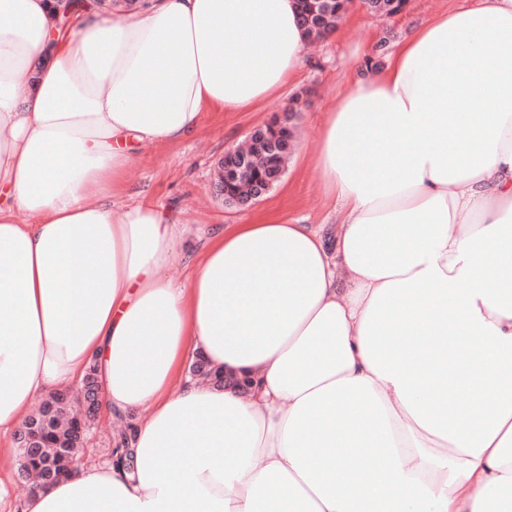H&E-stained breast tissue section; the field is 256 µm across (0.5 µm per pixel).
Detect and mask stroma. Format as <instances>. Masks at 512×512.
Masks as SVG:
<instances>
[{
	"label": "stroma",
	"mask_w": 512,
	"mask_h": 512,
	"mask_svg": "<svg viewBox=\"0 0 512 512\" xmlns=\"http://www.w3.org/2000/svg\"><path fill=\"white\" fill-rule=\"evenodd\" d=\"M450 0H407L404 10L379 18L353 5L330 40L310 48L308 66L289 95L250 112L204 113L198 130L186 140L153 146L133 155L128 169L125 202L147 199L170 212L186 227V244L205 245L200 229L216 224H242L253 216L276 213L299 224H332L334 203L322 191V179L310 155L320 136L321 119L334 95L345 86L354 62L370 56L384 63L393 45L434 13L449 8ZM300 99V139L282 180L255 206H225L217 188V167L226 151L241 145L254 127L292 99Z\"/></svg>",
	"instance_id": "stroma-1"
}]
</instances>
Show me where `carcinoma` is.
<instances>
[{"instance_id":"carcinoma-1","label":"carcinoma","mask_w":512,"mask_h":512,"mask_svg":"<svg viewBox=\"0 0 512 512\" xmlns=\"http://www.w3.org/2000/svg\"><path fill=\"white\" fill-rule=\"evenodd\" d=\"M351 0H326L323 3L324 15L320 24L307 30L309 34H319L336 22L339 13H347ZM294 147V128L288 123V117L273 118L265 124V139L253 146L249 156L251 162L241 166L238 151H230L219 162L217 182L223 189L249 194L258 185H266L271 174L285 166ZM190 374L202 381L224 382V373L213 370L203 359L196 360L190 366ZM97 384L95 370H90L82 385V391L75 397L56 393L46 399L28 418L27 423L34 425L30 431L32 441L29 460L38 467L50 461L59 470L69 469L81 448L76 433L82 421H91L96 413L87 404V394Z\"/></svg>"}]
</instances>
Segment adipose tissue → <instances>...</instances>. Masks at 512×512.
I'll list each match as a JSON object with an SVG mask.
<instances>
[{
	"label": "adipose tissue",
	"mask_w": 512,
	"mask_h": 512,
	"mask_svg": "<svg viewBox=\"0 0 512 512\" xmlns=\"http://www.w3.org/2000/svg\"><path fill=\"white\" fill-rule=\"evenodd\" d=\"M307 44L299 0H0V440L92 365L133 417L131 465L21 512H512V0L353 67L331 238L214 227L176 283L183 226L119 201L133 150L281 97Z\"/></svg>",
	"instance_id": "obj_1"
}]
</instances>
